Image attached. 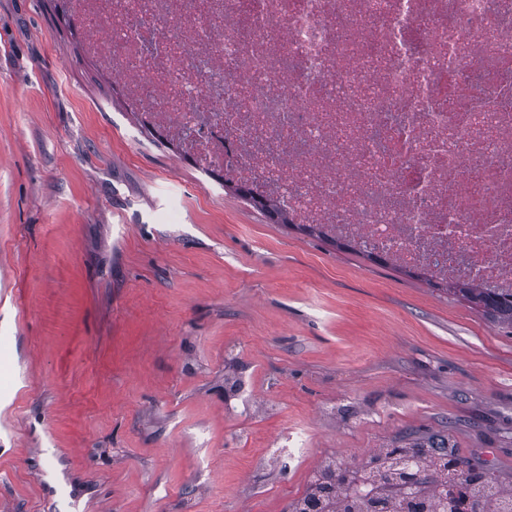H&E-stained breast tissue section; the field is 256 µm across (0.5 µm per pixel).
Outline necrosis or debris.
<instances>
[{
	"label": "necrosis or debris",
	"mask_w": 512,
	"mask_h": 512,
	"mask_svg": "<svg viewBox=\"0 0 512 512\" xmlns=\"http://www.w3.org/2000/svg\"><path fill=\"white\" fill-rule=\"evenodd\" d=\"M179 164L512 294V0H62Z\"/></svg>",
	"instance_id": "necrosis-or-debris-1"
}]
</instances>
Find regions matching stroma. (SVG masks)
Listing matches in <instances>:
<instances>
[{"mask_svg": "<svg viewBox=\"0 0 512 512\" xmlns=\"http://www.w3.org/2000/svg\"><path fill=\"white\" fill-rule=\"evenodd\" d=\"M83 41L0 0V512H285L409 432L512 489V328L178 165ZM270 447L271 448H267L268 455L274 457L280 467L285 466L288 471L296 460L294 448H298L299 446H297L292 438H288V435H283L277 438Z\"/></svg>", "mask_w": 512, "mask_h": 512, "instance_id": "35a3bbf8", "label": "stroma"}]
</instances>
